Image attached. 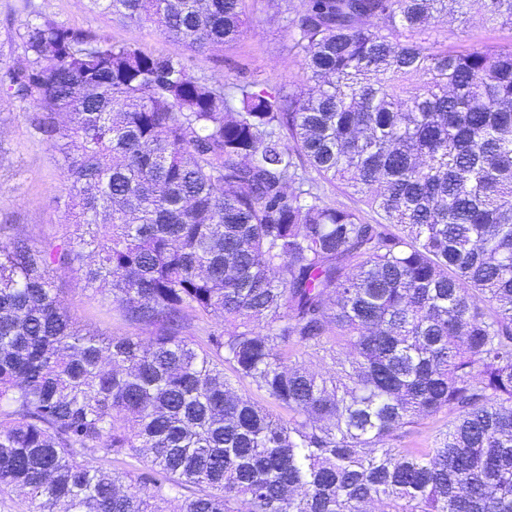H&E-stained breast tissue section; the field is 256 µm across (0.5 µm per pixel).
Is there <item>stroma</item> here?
<instances>
[{
	"label": "stroma",
	"mask_w": 512,
	"mask_h": 512,
	"mask_svg": "<svg viewBox=\"0 0 512 512\" xmlns=\"http://www.w3.org/2000/svg\"><path fill=\"white\" fill-rule=\"evenodd\" d=\"M47 17L66 26L91 29L115 42H127L157 54L184 56L198 74L223 76L234 83L259 82L289 87L302 75L289 32V16L273 14L266 0H248L243 34L216 55L188 51L151 24L123 22L89 11L86 0H43ZM442 38L468 47L512 41V29L492 30L478 13L444 25ZM32 112L0 98V224L14 225L34 244L60 237L64 223L63 159L35 135ZM53 285L71 314L109 336H139L143 329L128 321L103 294L65 271L52 272Z\"/></svg>",
	"instance_id": "1"
}]
</instances>
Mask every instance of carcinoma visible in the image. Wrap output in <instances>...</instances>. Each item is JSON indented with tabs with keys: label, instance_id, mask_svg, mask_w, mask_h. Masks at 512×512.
Returning a JSON list of instances; mask_svg holds the SVG:
<instances>
[{
	"label": "carcinoma",
	"instance_id": "1",
	"mask_svg": "<svg viewBox=\"0 0 512 512\" xmlns=\"http://www.w3.org/2000/svg\"><path fill=\"white\" fill-rule=\"evenodd\" d=\"M273 5L302 57L287 90L37 0L0 44L70 227L35 246L0 225V493L28 512H512V44L436 37L474 8L512 28V0ZM87 6L204 54L246 0ZM57 269L145 335L76 322ZM443 411L429 447L389 446Z\"/></svg>",
	"mask_w": 512,
	"mask_h": 512
}]
</instances>
